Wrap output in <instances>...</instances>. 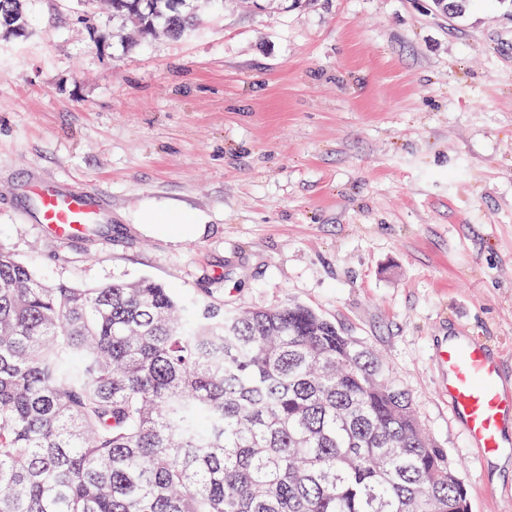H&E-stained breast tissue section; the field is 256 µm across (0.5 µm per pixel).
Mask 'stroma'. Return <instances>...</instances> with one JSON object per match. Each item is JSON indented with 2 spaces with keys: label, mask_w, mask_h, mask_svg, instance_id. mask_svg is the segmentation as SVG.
Here are the masks:
<instances>
[{
  "label": "stroma",
  "mask_w": 512,
  "mask_h": 512,
  "mask_svg": "<svg viewBox=\"0 0 512 512\" xmlns=\"http://www.w3.org/2000/svg\"><path fill=\"white\" fill-rule=\"evenodd\" d=\"M0 39V246L50 281L142 276L237 309L311 307L378 352L469 490L512 512L437 396L466 330L512 378V0H224L130 46L77 0H26ZM87 184L112 221L62 244L33 178ZM204 233L142 229L152 209Z\"/></svg>",
  "instance_id": "obj_1"
}]
</instances>
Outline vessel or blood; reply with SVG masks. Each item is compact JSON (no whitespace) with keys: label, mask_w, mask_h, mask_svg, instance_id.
I'll return each mask as SVG.
<instances>
[{"label":"vessel or blood","mask_w":512,"mask_h":512,"mask_svg":"<svg viewBox=\"0 0 512 512\" xmlns=\"http://www.w3.org/2000/svg\"><path fill=\"white\" fill-rule=\"evenodd\" d=\"M25 191L34 197L36 218L66 243L107 223L111 201L92 187L36 179ZM439 395L467 436L475 455L490 459L512 453V390L499 360L467 336L449 341L440 352Z\"/></svg>","instance_id":"vessel-or-blood-1"}]
</instances>
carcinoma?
<instances>
[{
    "mask_svg": "<svg viewBox=\"0 0 512 512\" xmlns=\"http://www.w3.org/2000/svg\"><path fill=\"white\" fill-rule=\"evenodd\" d=\"M0 0V33L28 27ZM144 41L198 26L112 0ZM0 512H468L377 356L301 305L188 303L150 277L80 288L0 246Z\"/></svg>",
    "mask_w": 512,
    "mask_h": 512,
    "instance_id": "obj_1",
    "label": "carcinoma"
}]
</instances>
